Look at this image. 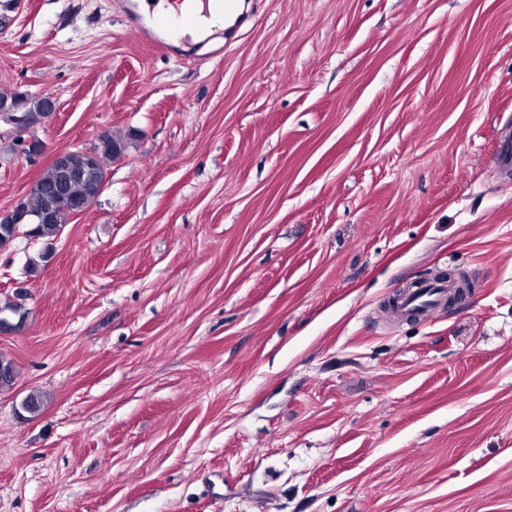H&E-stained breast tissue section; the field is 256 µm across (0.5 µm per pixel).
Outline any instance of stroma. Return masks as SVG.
<instances>
[{
  "instance_id": "35a3bbf8",
  "label": "stroma",
  "mask_w": 512,
  "mask_h": 512,
  "mask_svg": "<svg viewBox=\"0 0 512 512\" xmlns=\"http://www.w3.org/2000/svg\"><path fill=\"white\" fill-rule=\"evenodd\" d=\"M130 2L0 21V95L57 100L34 163L0 116V210L127 141L0 251V512H512V0H244L168 49ZM58 177V170L54 164H49L35 180V185L31 189L28 201L27 209L28 213L32 218H35L40 214L42 209V198L38 193V187L42 184L54 182ZM104 179L105 169L103 168L97 175H92L78 181L74 186V194H69L58 201L55 219L48 222L46 220L50 218V213H42L40 218L45 220V222L29 224L32 225V228L27 230V235L38 238L54 236L65 224L69 223L78 202L84 199H93L99 195ZM452 285L448 280H425L412 288L403 297L401 304L409 308L420 309L425 315L448 304V291Z\"/></svg>"
}]
</instances>
